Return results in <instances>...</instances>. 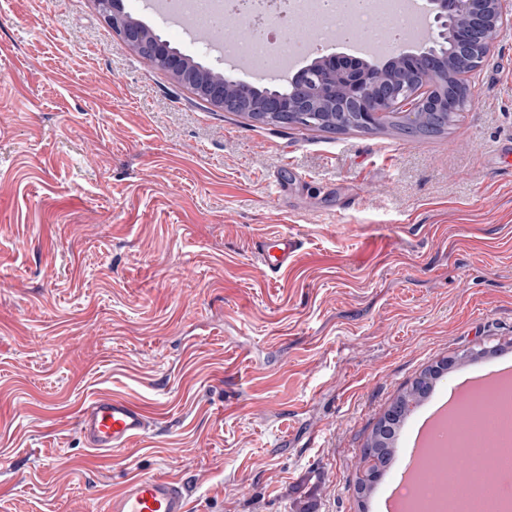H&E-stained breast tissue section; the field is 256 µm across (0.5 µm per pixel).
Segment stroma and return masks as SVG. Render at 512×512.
I'll return each instance as SVG.
<instances>
[{
    "label": "stroma",
    "instance_id": "35a3bbf8",
    "mask_svg": "<svg viewBox=\"0 0 512 512\" xmlns=\"http://www.w3.org/2000/svg\"><path fill=\"white\" fill-rule=\"evenodd\" d=\"M448 133L217 109L96 0H0V512H88L126 477L193 512H387L373 428L428 367L512 365V25ZM281 174L285 191L270 179ZM301 242L279 276L253 243ZM101 392L144 405L107 456ZM78 426L87 448L112 454L143 437L151 428V420L142 406L112 394H99L81 406Z\"/></svg>",
    "mask_w": 512,
    "mask_h": 512
}]
</instances>
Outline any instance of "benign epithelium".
<instances>
[{
  "label": "benign epithelium",
  "instance_id": "7a95c632",
  "mask_svg": "<svg viewBox=\"0 0 512 512\" xmlns=\"http://www.w3.org/2000/svg\"><path fill=\"white\" fill-rule=\"evenodd\" d=\"M511 3L512 0H427L429 11L438 24L439 34L452 35L453 52L481 62L494 53L496 33L509 21L507 7ZM112 26L113 30L122 31L121 39L124 43L141 45L173 77L188 85L195 83L185 65L184 57L179 52L169 49L157 40L144 42L142 31L123 27L122 16L118 14L112 16ZM393 59L408 60L411 69L419 74L425 88L432 89L438 83V73L430 55L419 51H400ZM372 69L373 65L364 59L355 60L343 56L328 60L322 75L303 69L292 77V81L298 83V95H272L266 102L265 111L294 112L301 117L313 111V104L317 99L336 96V79L339 77L348 82L346 103L341 105V111L356 112L369 124L395 108L406 123L414 122L422 112H444L455 116L464 110L474 93L473 87L469 86L463 93H448L438 97L425 95L418 98L411 94V89L415 86L414 76L407 75L405 85L376 95L372 91ZM201 93L213 106H229L222 81L203 86Z\"/></svg>",
  "mask_w": 512,
  "mask_h": 512
}]
</instances>
